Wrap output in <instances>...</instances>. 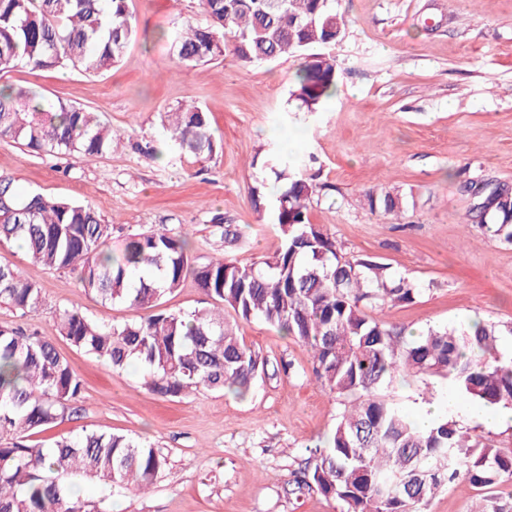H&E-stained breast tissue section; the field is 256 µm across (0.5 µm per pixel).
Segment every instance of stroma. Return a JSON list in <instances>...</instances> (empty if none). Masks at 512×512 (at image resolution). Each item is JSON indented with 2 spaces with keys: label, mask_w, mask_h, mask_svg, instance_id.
<instances>
[{
  "label": "stroma",
  "mask_w": 512,
  "mask_h": 512,
  "mask_svg": "<svg viewBox=\"0 0 512 512\" xmlns=\"http://www.w3.org/2000/svg\"><path fill=\"white\" fill-rule=\"evenodd\" d=\"M136 34L121 62L98 75L71 68L17 67L0 87H22L42 103L97 112L121 135L118 147L86 162L39 154L0 137V176L26 189L91 204L112 227V243L163 225L187 233L195 264L217 257L261 262L281 246L273 177L266 166L275 128L306 130L298 169L317 191L308 216L346 258L387 264L421 290L387 306L383 320L412 331L474 320L512 321V243L464 221L477 199L469 181L512 189V0H331L345 19L334 56L336 92L311 112L291 92L300 58L242 63L232 53L184 66L162 35L185 20L205 24L198 0H128ZM207 112L223 149L197 159L170 150L161 117L181 103ZM149 141L159 152L134 149ZM408 196L398 218L371 213L369 189ZM233 225L237 240L223 237ZM41 289L38 312L0 307V323L54 337L83 389L76 419L30 435L51 445L83 428L125 434L158 448L168 467L147 493L129 488L112 512H340L315 491L297 493L292 476L305 447L323 443L344 404L311 376L302 344L268 324L241 323L245 343L293 373L259 378L246 397L205 388L162 398L142 384L138 366L117 371L57 336L61 310L131 322L142 310L85 293L70 271L30 262L0 247ZM406 412L446 401L448 384L406 377L389 390Z\"/></svg>",
  "instance_id": "stroma-1"
}]
</instances>
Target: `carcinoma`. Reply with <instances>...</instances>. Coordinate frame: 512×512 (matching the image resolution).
I'll return each instance as SVG.
<instances>
[{"label":"carcinoma","instance_id":"obj_1","mask_svg":"<svg viewBox=\"0 0 512 512\" xmlns=\"http://www.w3.org/2000/svg\"><path fill=\"white\" fill-rule=\"evenodd\" d=\"M207 24L187 22L171 35L186 65L229 51L252 63L329 45L344 29L329 0H200ZM135 33L127 0H0V72L18 66L71 67L88 74L110 69ZM336 64L306 57L292 95L311 112L336 91ZM163 126L172 147L196 157L221 149L206 112L175 108ZM0 136L33 151L92 158L112 149V129L89 110L60 103L49 109L22 90H0ZM277 183L275 224L281 247L270 261L242 264L225 257L193 265L187 235L161 226L128 237L112 250V226L82 202L21 191L0 176V246L18 243L51 270L78 272L88 293L148 312L138 321L109 324L73 306L59 315L60 337L112 369L142 368L143 384L162 397L193 389L245 396L267 373V361L224 317L260 319L313 354L312 372L343 398L344 411L324 446L294 473L295 491L314 490L342 512H424L442 486L486 487L512 482V451L477 439L456 420L424 430L386 394L401 377L443 379L469 401L512 407V358L502 351L512 322L475 321L461 329L430 328L415 335L372 317L367 309L409 304L421 288L370 257L348 259L336 241L309 222L316 185L294 169L284 142L271 145ZM474 224L512 242V194L484 188ZM372 213L397 216L404 197L365 192ZM193 272L206 306L166 311L161 300ZM41 289L20 268L0 260V306L38 310ZM81 382L53 340L0 324V512H109L112 492L146 490L167 466L150 445L123 434L81 429L47 448L22 438L75 414ZM100 485L96 500L73 494V480ZM472 512H512V497H489Z\"/></svg>","mask_w":512,"mask_h":512}]
</instances>
